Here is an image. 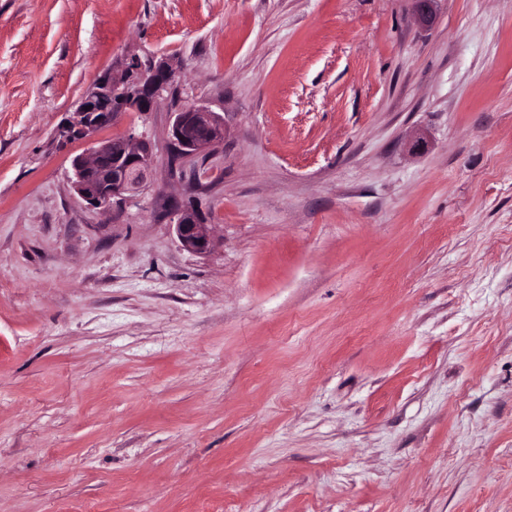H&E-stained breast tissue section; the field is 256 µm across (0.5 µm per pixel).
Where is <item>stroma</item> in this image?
I'll use <instances>...</instances> for the list:
<instances>
[{"mask_svg": "<svg viewBox=\"0 0 512 512\" xmlns=\"http://www.w3.org/2000/svg\"><path fill=\"white\" fill-rule=\"evenodd\" d=\"M132 56L178 77L93 209ZM0 512H512V0H0ZM176 72L164 63L132 58L120 71L102 76L79 102L66 137L94 141L99 128L119 125L127 112H153L158 93L174 82ZM92 108L85 110V106ZM106 105V107H104ZM177 156L188 160L223 144L224 120L201 105H186L174 113L168 131ZM152 162L150 138L130 127L112 140L94 142L88 157L74 158L72 187L88 205L107 209L140 192ZM175 216L176 233L183 247L197 254L208 253L213 248L209 224H204L195 211L177 209Z\"/></svg>", "mask_w": 512, "mask_h": 512, "instance_id": "1", "label": "stroma"}]
</instances>
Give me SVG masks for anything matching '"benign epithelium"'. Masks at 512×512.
<instances>
[{
  "instance_id": "1",
  "label": "benign epithelium",
  "mask_w": 512,
  "mask_h": 512,
  "mask_svg": "<svg viewBox=\"0 0 512 512\" xmlns=\"http://www.w3.org/2000/svg\"><path fill=\"white\" fill-rule=\"evenodd\" d=\"M437 0H414L415 15L423 26L435 21ZM176 72L159 62L133 58L117 72L102 76L79 102L66 136L93 140L99 128L121 123L125 114L153 111L158 93L174 82ZM177 156L188 160L223 144L224 120L201 105H186L174 113L168 131ZM153 162L148 135L130 127L124 134L96 142L87 157L72 162L74 192L88 205L107 209L135 196L144 187ZM176 233L187 250L205 254L214 246L209 225L188 209L177 210Z\"/></svg>"
}]
</instances>
